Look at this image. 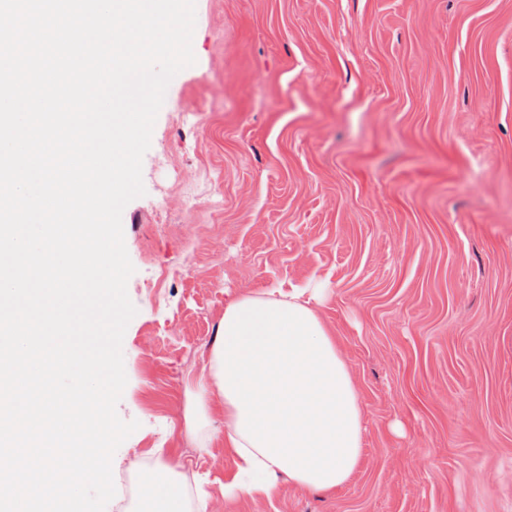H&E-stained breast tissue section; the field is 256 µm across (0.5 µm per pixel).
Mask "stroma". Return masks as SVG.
Returning a JSON list of instances; mask_svg holds the SVG:
<instances>
[{"mask_svg": "<svg viewBox=\"0 0 512 512\" xmlns=\"http://www.w3.org/2000/svg\"><path fill=\"white\" fill-rule=\"evenodd\" d=\"M123 210L137 309L116 496L161 459L207 512H512V0H196ZM208 192L191 212L186 196ZM326 288L363 461L330 495L230 500L188 434L225 303Z\"/></svg>", "mask_w": 512, "mask_h": 512, "instance_id": "obj_1", "label": "stroma"}]
</instances>
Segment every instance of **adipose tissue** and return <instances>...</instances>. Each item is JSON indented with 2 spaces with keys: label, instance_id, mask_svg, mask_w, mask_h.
<instances>
[{
  "label": "adipose tissue",
  "instance_id": "ef3b65f1",
  "mask_svg": "<svg viewBox=\"0 0 512 512\" xmlns=\"http://www.w3.org/2000/svg\"><path fill=\"white\" fill-rule=\"evenodd\" d=\"M321 288H273L224 307L207 371L191 391L193 412L224 406V427L199 436L233 466L228 499L272 497L280 478L322 493L350 482L363 458L359 394L336 337L314 305ZM184 477L164 461L144 472L137 512H182Z\"/></svg>",
  "mask_w": 512,
  "mask_h": 512
}]
</instances>
